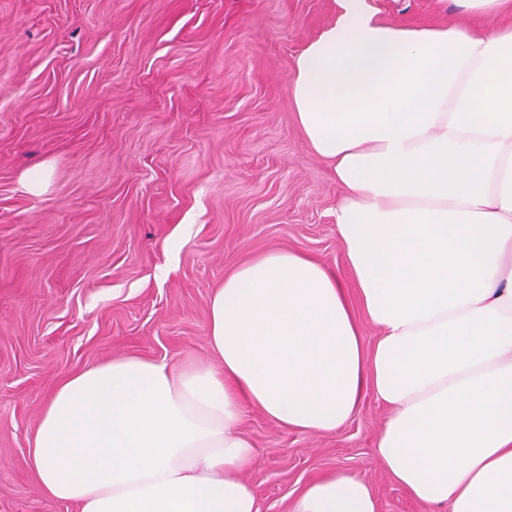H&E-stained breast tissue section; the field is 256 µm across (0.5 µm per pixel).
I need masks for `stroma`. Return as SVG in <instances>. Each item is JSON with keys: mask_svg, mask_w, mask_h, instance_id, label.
Listing matches in <instances>:
<instances>
[{"mask_svg": "<svg viewBox=\"0 0 512 512\" xmlns=\"http://www.w3.org/2000/svg\"><path fill=\"white\" fill-rule=\"evenodd\" d=\"M409 27L497 21L454 0H370ZM337 0H0V512H75L28 464L58 381L118 356L211 359L209 301L226 275L288 249L358 292L336 235L343 190L309 147L288 91ZM46 170L37 193L26 178ZM388 416L365 394L333 431L246 410L243 470L264 512L346 470L379 512L414 499L376 451Z\"/></svg>", "mask_w": 512, "mask_h": 512, "instance_id": "obj_1", "label": "stroma"}]
</instances>
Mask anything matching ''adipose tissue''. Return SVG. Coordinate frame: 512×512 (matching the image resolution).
Segmentation results:
<instances>
[{"mask_svg": "<svg viewBox=\"0 0 512 512\" xmlns=\"http://www.w3.org/2000/svg\"><path fill=\"white\" fill-rule=\"evenodd\" d=\"M298 55L296 119L344 189L334 213L362 311L326 267L279 250L209 303L222 362L126 355L66 376L30 449L45 494L78 512H262L241 472L243 405L336 429L365 394L396 482L448 512H512V24L413 28L369 0ZM293 512H379L363 478L309 483Z\"/></svg>", "mask_w": 512, "mask_h": 512, "instance_id": "ef3b65f1", "label": "adipose tissue"}]
</instances>
